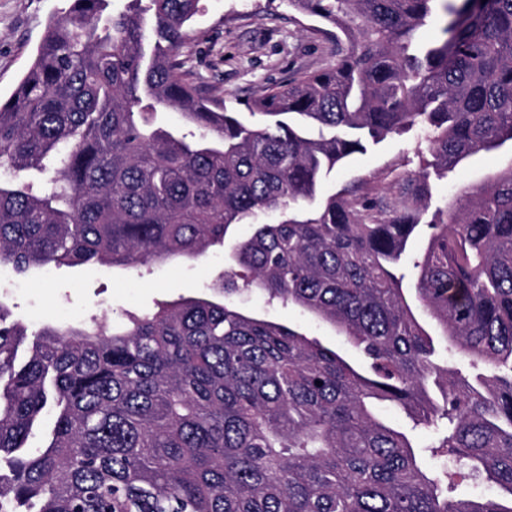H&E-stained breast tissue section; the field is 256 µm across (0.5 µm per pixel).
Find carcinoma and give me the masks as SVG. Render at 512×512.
<instances>
[{
  "instance_id": "obj_1",
  "label": "carcinoma",
  "mask_w": 512,
  "mask_h": 512,
  "mask_svg": "<svg viewBox=\"0 0 512 512\" xmlns=\"http://www.w3.org/2000/svg\"><path fill=\"white\" fill-rule=\"evenodd\" d=\"M130 2L70 0L0 100V264L130 268L226 242L224 276L112 326L30 333L0 301V512H512V163L433 203V179L512 143V0H288L333 60L250 101L260 124L184 70L201 0ZM412 129L419 170L320 196ZM248 291L354 358L245 311ZM471 476L493 495L448 499ZM241 305L251 311H256L265 314L268 318L281 322L301 325L303 331L311 336H317L322 342H330L332 344H340L341 337L336 336L334 332L323 329L316 325L313 321L304 317L300 312L293 307H285L280 304L274 306H267L264 297L258 294L245 295L241 299Z\"/></svg>"
}]
</instances>
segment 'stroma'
<instances>
[{
	"label": "stroma",
	"mask_w": 512,
	"mask_h": 512,
	"mask_svg": "<svg viewBox=\"0 0 512 512\" xmlns=\"http://www.w3.org/2000/svg\"><path fill=\"white\" fill-rule=\"evenodd\" d=\"M68 0H0V97L10 95L22 77L49 21L64 13ZM194 39L182 53L200 82L223 98L228 108L243 110L245 100L287 83L298 73L321 66L332 47L313 19L289 8L286 0H201L192 23ZM412 134L394 136L356 155L322 184L321 195L358 176L389 168L405 170L413 155ZM512 162V155L488 153L457 171L453 182L435 185L439 196L480 181ZM224 271V250L215 248L198 261L148 263L126 270L97 265L50 272L34 271L20 286L0 284V300L30 328L47 321L90 324L118 320L121 312L152 311L157 303L194 296ZM244 308L268 318L300 325L322 342L339 343L334 332L321 328L292 307L267 305L258 294L244 296Z\"/></svg>",
	"instance_id": "1"
}]
</instances>
